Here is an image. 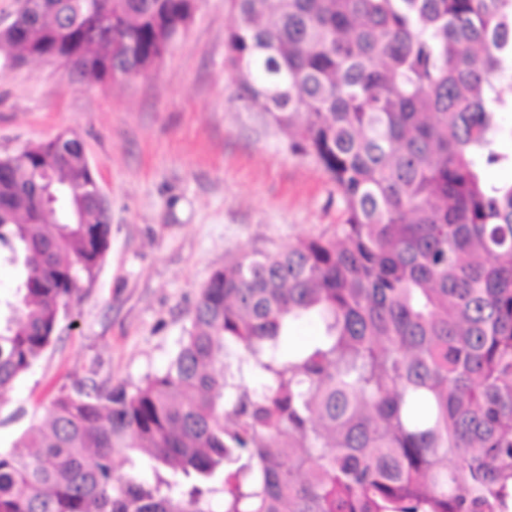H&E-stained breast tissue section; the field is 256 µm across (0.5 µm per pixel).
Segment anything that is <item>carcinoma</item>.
<instances>
[{"label": "carcinoma", "instance_id": "cac0c4a2", "mask_svg": "<svg viewBox=\"0 0 512 512\" xmlns=\"http://www.w3.org/2000/svg\"><path fill=\"white\" fill-rule=\"evenodd\" d=\"M199 2L32 0L0 71L55 52L123 81ZM227 2L240 99L325 171L341 222L216 270L165 370L60 388L0 449V512H509L512 182L487 173L512 166V0ZM91 182L68 132L0 160V393L108 247ZM304 320L320 334L285 348ZM141 454L151 477L122 471Z\"/></svg>", "mask_w": 512, "mask_h": 512}]
</instances>
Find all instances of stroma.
Masks as SVG:
<instances>
[{
  "label": "stroma",
  "mask_w": 512,
  "mask_h": 512,
  "mask_svg": "<svg viewBox=\"0 0 512 512\" xmlns=\"http://www.w3.org/2000/svg\"><path fill=\"white\" fill-rule=\"evenodd\" d=\"M233 21L227 0H201L154 69L116 84L51 60L0 73V158L76 134L112 224L95 279L70 298L35 367L0 395V448L74 381L109 388L163 371L200 289L240 252L278 251L339 223L328 175L239 99L224 64Z\"/></svg>",
  "instance_id": "1"
}]
</instances>
